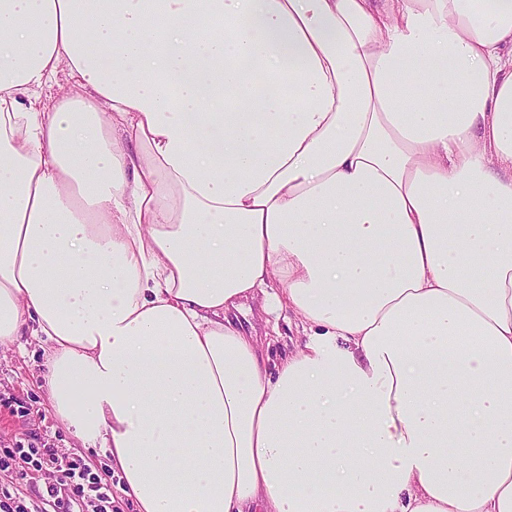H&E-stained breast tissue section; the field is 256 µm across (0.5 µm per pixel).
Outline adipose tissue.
Segmentation results:
<instances>
[{
	"mask_svg": "<svg viewBox=\"0 0 512 512\" xmlns=\"http://www.w3.org/2000/svg\"><path fill=\"white\" fill-rule=\"evenodd\" d=\"M27 332L137 512H512V0H0ZM69 80L66 72L60 71L52 81L38 91L40 102H57L68 91ZM261 304V299L247 301V305L251 308V313L247 318L256 326L265 347L267 341L270 342L267 347V353L270 355L268 365L273 370L275 369L274 364H279L283 358L290 356L303 346L306 336H302L301 328L298 326L299 319L292 313L273 312L267 315L260 310ZM273 327H275V332L272 330ZM264 333L269 335L267 340Z\"/></svg>",
	"mask_w": 512,
	"mask_h": 512,
	"instance_id": "obj_1",
	"label": "adipose tissue"
}]
</instances>
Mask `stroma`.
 I'll use <instances>...</instances> for the list:
<instances>
[{
    "instance_id": "35a3bbf8",
    "label": "stroma",
    "mask_w": 512,
    "mask_h": 512,
    "mask_svg": "<svg viewBox=\"0 0 512 512\" xmlns=\"http://www.w3.org/2000/svg\"><path fill=\"white\" fill-rule=\"evenodd\" d=\"M249 306L250 321L270 342L267 352L271 363H280L303 346L305 338L296 316L263 313L257 299L250 301ZM41 360L42 351L32 336L0 345V448L18 443L27 448H50L57 460L22 481L14 473L0 471V486L14 492L29 512H69L66 504L55 503L48 497L46 488L65 485V463L77 462L110 482L115 512H135L133 502L121 491L120 473L113 469L110 455L83 447L46 403L40 389Z\"/></svg>"
}]
</instances>
